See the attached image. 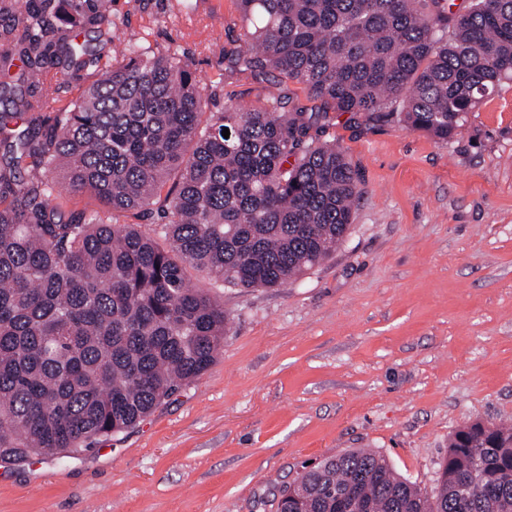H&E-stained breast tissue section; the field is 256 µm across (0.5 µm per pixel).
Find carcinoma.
I'll use <instances>...</instances> for the list:
<instances>
[{"mask_svg":"<svg viewBox=\"0 0 512 512\" xmlns=\"http://www.w3.org/2000/svg\"><path fill=\"white\" fill-rule=\"evenodd\" d=\"M51 2L18 12L0 0V73L22 64L0 82L13 103L0 112L2 460L77 455L208 370L228 317L185 265L274 288L336 252L362 179L324 139L329 111L446 140L512 82V0H238L246 47L229 63L276 71L320 105L290 112L278 89L204 123L205 88L177 53L117 48L112 0H71L64 30ZM87 29L100 49L77 41ZM71 69L96 79L49 98L48 76ZM61 180L114 214L157 205L166 222L149 235L99 211L68 216ZM277 512H512V426L456 430L431 493L357 449L304 470Z\"/></svg>","mask_w":512,"mask_h":512,"instance_id":"1","label":"carcinoma"}]
</instances>
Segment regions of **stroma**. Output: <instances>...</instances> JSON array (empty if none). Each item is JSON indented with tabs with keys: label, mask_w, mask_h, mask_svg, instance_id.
Here are the masks:
<instances>
[{
	"label": "stroma",
	"mask_w": 512,
	"mask_h": 512,
	"mask_svg": "<svg viewBox=\"0 0 512 512\" xmlns=\"http://www.w3.org/2000/svg\"><path fill=\"white\" fill-rule=\"evenodd\" d=\"M112 20L178 52L208 111L279 78L230 69L236 0H114ZM325 135L362 179L335 254L281 288L188 270L229 318L211 367L75 457L0 461V512H276L305 468L357 448L430 491L456 429L512 425V85L444 142L348 113Z\"/></svg>",
	"instance_id": "1"
}]
</instances>
